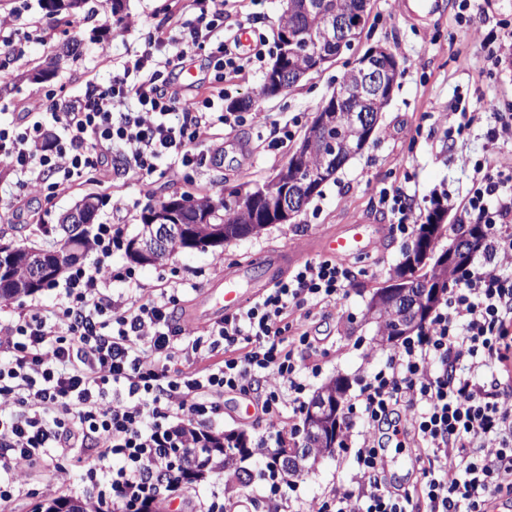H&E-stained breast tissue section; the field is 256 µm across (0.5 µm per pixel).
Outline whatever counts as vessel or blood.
<instances>
[{"instance_id": "vessel-or-blood-1", "label": "vessel or blood", "mask_w": 512, "mask_h": 512, "mask_svg": "<svg viewBox=\"0 0 512 512\" xmlns=\"http://www.w3.org/2000/svg\"><path fill=\"white\" fill-rule=\"evenodd\" d=\"M322 252L338 259H347L364 253L369 248L367 227L363 224L350 226L339 234H327L319 241ZM264 274L254 279L250 267L243 266L218 278L211 289L201 295L185 320L198 327L219 322L224 314L246 305L248 299L261 297L264 292L283 280L287 264L282 256L264 259Z\"/></svg>"}]
</instances>
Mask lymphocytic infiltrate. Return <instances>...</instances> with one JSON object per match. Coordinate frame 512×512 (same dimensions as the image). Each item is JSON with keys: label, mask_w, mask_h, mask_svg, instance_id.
Instances as JSON below:
<instances>
[{"label": "lymphocytic infiltrate", "mask_w": 512, "mask_h": 512, "mask_svg": "<svg viewBox=\"0 0 512 512\" xmlns=\"http://www.w3.org/2000/svg\"><path fill=\"white\" fill-rule=\"evenodd\" d=\"M194 2L197 16L157 25L108 88L86 82L64 108H33L0 125V160L20 187L16 206L1 215L6 222L23 217L31 197L53 200L89 174L108 178L122 169L147 185L160 168L203 165L207 157L197 147L207 131L245 121V113L225 111L223 95L188 96L172 80L224 26L223 0ZM459 9L490 67L512 55V31L487 40L472 0H460ZM215 45L210 62L218 87L265 56L260 48L243 55L228 39ZM133 73L138 82H129ZM130 97L138 111H124ZM484 113L493 121L491 142H511L512 115L503 116L494 100L474 111L460 97L448 107L458 132ZM49 122L66 135L48 145L42 130ZM461 163L473 171L465 212L470 223L484 225L485 245L429 325L362 385L360 438L342 434L355 443L354 485L312 501L309 512H409L415 504L425 512H486L492 499L512 500V168L468 156ZM377 205L392 214L395 237L413 233L417 218L405 185L381 188ZM93 239L94 260L70 272L57 303L0 321V501L19 493L31 467L51 469L45 490L53 492L70 478L69 453L81 448L85 479L104 482L122 512H137L159 491L181 421L203 427L223 416L228 393L248 398L266 438L283 441V410L305 408L296 354L321 350L309 322L325 306L343 308L348 296L347 264L309 260L199 332L176 317V289L148 290L134 271L113 270L122 225H96ZM114 280L124 291H110ZM219 351L222 360L186 370L197 355ZM384 426L397 447L410 443L417 451L413 488L381 480L386 461L377 433ZM449 457L457 461L451 475L442 466ZM112 460L118 468L107 469Z\"/></svg>", "instance_id": "lymphocytic-infiltrate-1"}]
</instances>
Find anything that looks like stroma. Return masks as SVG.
<instances>
[{
	"instance_id": "1",
	"label": "stroma",
	"mask_w": 512,
	"mask_h": 512,
	"mask_svg": "<svg viewBox=\"0 0 512 512\" xmlns=\"http://www.w3.org/2000/svg\"><path fill=\"white\" fill-rule=\"evenodd\" d=\"M228 10L226 27L244 25L250 28L254 41L275 46L281 0H263L258 6L252 0H230ZM127 11L139 25L122 36L112 32L108 0H87L83 12L72 17L67 27L59 24L57 16L46 13L41 0H0V15H17L12 38L22 49L17 59L0 51V103L18 106L43 101L50 94L56 100H68L80 94L89 80L108 87L121 62L143 48L147 34L164 18L194 17L191 0H127ZM457 12L455 0H433L425 11L418 9L415 0H371L361 40L352 50L342 53L339 63L321 73L268 98L257 95L264 69L252 66L228 77L224 88L229 102L250 101L261 116L240 127L212 128L203 144L210 159L191 170L189 176H158L148 188L131 173L108 182L88 177L69 194L43 206L42 225L0 223V240L54 248L61 237L58 215L90 194L106 201L97 213V221L112 219L131 237L140 229L141 212L155 203L162 192L188 191L197 198L216 197L227 188L264 181L289 155L285 149L267 150L273 126H288L295 137H302L313 114L341 82L346 60L372 46L386 47L398 58L400 74L372 141L323 185L321 195L291 223L268 225L259 234L221 248L179 251L162 262L137 269L143 287H179L178 309L183 312L224 271L274 253L287 254L288 265L294 268L320 258L316 242L322 235L343 231L352 224L373 225L375 235L369 250L347 261L354 276L344 309H329L325 317L315 318L310 324L313 334L322 339L326 353L319 358V374L306 379V398H313L322 386L339 377L349 384L348 397H355L362 380L396 349L392 343L378 345L377 325L367 312L373 292L403 262L407 248L406 242L392 237L393 219L377 207V191L408 180L416 214L421 218L430 209L432 197L446 193L448 228L439 236L437 247L447 248L455 238L452 226L460 219L471 187L470 173L463 169L459 158L466 154L480 159L491 151L486 136L488 121H478L463 133L449 134L448 104L459 96L472 103L483 98L512 104V57L503 58L496 74H485L484 53L469 40L465 27L456 19ZM70 31L84 38L79 56L64 64L50 80L31 82L28 70L49 55ZM245 405L244 399L225 395L224 417L213 423V430L241 432L250 443H257L263 425L255 416L244 414ZM266 462V457L260 455L235 462L234 471L243 470L250 475L244 482L229 481L228 474L220 472L185 491L164 493V510L178 512L182 498L203 502L213 491L220 490L232 512H266L261 477ZM353 469L352 456L336 450L315 470L296 478L288 503L290 512H306L313 499L336 486L349 484Z\"/></svg>"
}]
</instances>
